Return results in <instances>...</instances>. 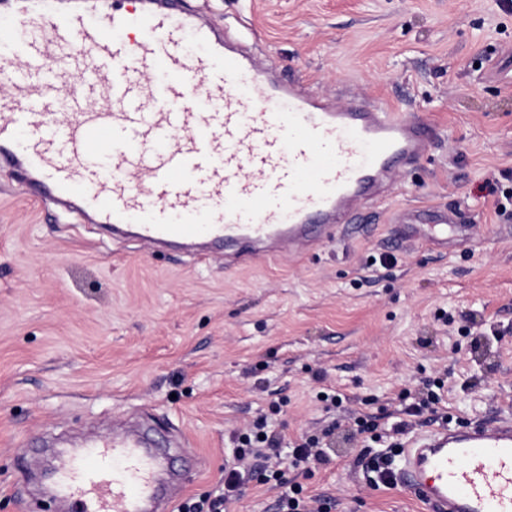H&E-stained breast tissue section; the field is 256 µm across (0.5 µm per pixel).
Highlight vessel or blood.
Returning a JSON list of instances; mask_svg holds the SVG:
<instances>
[{"label": "vessel or blood", "mask_w": 512, "mask_h": 512, "mask_svg": "<svg viewBox=\"0 0 512 512\" xmlns=\"http://www.w3.org/2000/svg\"><path fill=\"white\" fill-rule=\"evenodd\" d=\"M0 168L30 194L151 246L251 263L305 254L427 153L435 135L383 103L271 77L187 0H0ZM396 243L455 210L403 216ZM145 438L88 442L56 495L71 512H150ZM382 475L429 512H512V420L409 439Z\"/></svg>", "instance_id": "b4317fda"}]
</instances>
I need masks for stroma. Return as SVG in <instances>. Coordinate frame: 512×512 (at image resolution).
I'll return each instance as SVG.
<instances>
[{
  "mask_svg": "<svg viewBox=\"0 0 512 512\" xmlns=\"http://www.w3.org/2000/svg\"><path fill=\"white\" fill-rule=\"evenodd\" d=\"M197 8L281 75L333 100L353 93L440 131L430 151L345 228L303 256L246 267L157 251L61 219L0 170V512H54L40 467L54 439L146 421L194 451L174 503L217 496L234 434L266 415L281 456L334 425L328 459L287 483L328 512H429L376 487L348 418L382 431L404 399L445 379L460 421L512 415V13L498 0H199ZM451 208L447 244L394 248L404 211ZM388 256L380 264V256ZM345 400L326 412L319 392ZM248 478L224 512H276Z\"/></svg>",
  "mask_w": 512,
  "mask_h": 512,
  "instance_id": "obj_1",
  "label": "stroma"
}]
</instances>
